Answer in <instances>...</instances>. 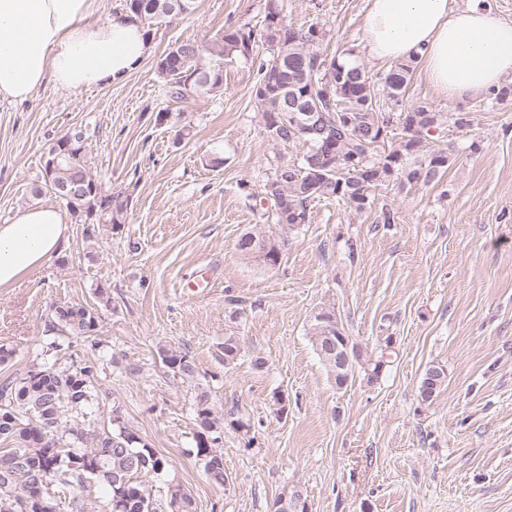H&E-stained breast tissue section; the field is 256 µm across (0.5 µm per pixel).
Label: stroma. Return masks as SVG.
<instances>
[{
	"instance_id": "1",
	"label": "stroma",
	"mask_w": 512,
	"mask_h": 512,
	"mask_svg": "<svg viewBox=\"0 0 512 512\" xmlns=\"http://www.w3.org/2000/svg\"><path fill=\"white\" fill-rule=\"evenodd\" d=\"M265 6L196 0L191 14L154 26L125 82L79 91L49 82L0 106V224L55 202L30 188L69 131L83 133L95 178L129 198L124 224L97 225L91 239L70 224L60 255L0 288V345L14 351L0 380L94 359L95 424L110 426L120 406L125 426L168 462L154 484H181L197 512H274L292 490L310 512H512V100L452 101L415 68L409 101L471 117L426 143L450 153L440 180L384 184L364 213L329 198L308 223H270L255 198L305 148L267 138L251 97L255 65H225L223 94L183 102L155 72L173 43L259 24ZM366 10L367 0H288L285 22L328 30L327 54L359 51ZM257 224L283 243L275 268L236 249ZM60 302L95 306L97 351L63 336L44 356ZM323 309L364 360L383 359L376 380L359 371L336 388L310 339ZM228 336L241 345L231 364L221 354ZM164 348L190 357L195 380L163 366ZM433 362L448 379L426 402L419 386ZM201 388L219 418L206 440L224 456L225 486L208 481L196 455Z\"/></svg>"
}]
</instances>
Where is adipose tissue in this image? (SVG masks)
Instances as JSON below:
<instances>
[{
    "label": "adipose tissue",
    "instance_id": "1",
    "mask_svg": "<svg viewBox=\"0 0 512 512\" xmlns=\"http://www.w3.org/2000/svg\"><path fill=\"white\" fill-rule=\"evenodd\" d=\"M98 0H0V103H22L46 82L81 90L124 82L148 53L132 14L94 22ZM365 48L383 63L420 57L441 96L488 94L512 76V24L481 0H369ZM69 226L51 205L0 224V288L61 253Z\"/></svg>",
    "mask_w": 512,
    "mask_h": 512
}]
</instances>
